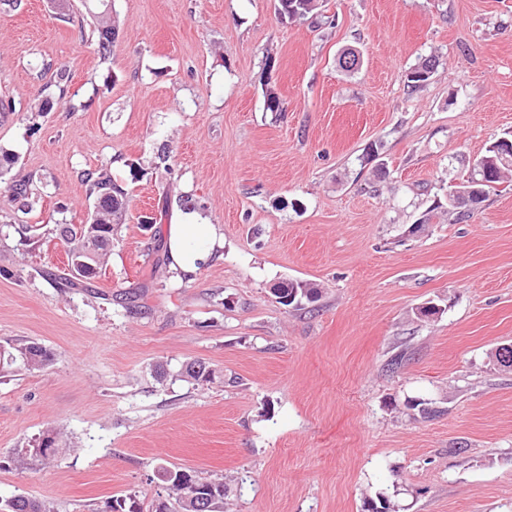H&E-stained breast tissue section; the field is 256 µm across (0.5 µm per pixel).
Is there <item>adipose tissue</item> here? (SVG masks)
Masks as SVG:
<instances>
[{
	"mask_svg": "<svg viewBox=\"0 0 512 512\" xmlns=\"http://www.w3.org/2000/svg\"><path fill=\"white\" fill-rule=\"evenodd\" d=\"M222 240L214 227L198 215L187 222L170 225L168 247L172 269L177 275H189L208 264L221 248Z\"/></svg>",
	"mask_w": 512,
	"mask_h": 512,
	"instance_id": "obj_1",
	"label": "adipose tissue"
}]
</instances>
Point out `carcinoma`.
Masks as SVG:
<instances>
[{"label":"carcinoma","instance_id":"cac0c4a2","mask_svg":"<svg viewBox=\"0 0 512 512\" xmlns=\"http://www.w3.org/2000/svg\"><path fill=\"white\" fill-rule=\"evenodd\" d=\"M318 0H279L281 17L289 19L303 18L316 9ZM97 32L98 52L104 58L110 56L118 31L116 25L99 26ZM69 75L62 70L56 71L52 78L44 85L43 91L47 100L62 99L67 93ZM512 171V152H508L497 159V168L492 173L491 185L485 187L490 192L493 186L502 182L503 177ZM84 182L89 186L90 194L96 199L95 210L100 212L103 224L99 225L96 250L94 257L88 259L89 266L73 276V279L86 283L98 275L97 266L101 257L112 247V225L110 222L121 223L127 209V192L112 179L105 170L88 171L84 174ZM59 238L66 244L78 246L86 239L83 226L62 224L59 228ZM297 291V296L291 302L283 303L285 307H297L306 299L310 302L318 298V289L310 282L297 281L290 286ZM31 355L37 358L35 369H43L53 361V354L40 343L31 340L8 342L5 353H0V373H8L26 368L23 356ZM214 372L203 361L194 360L184 364L180 370V377L190 382H203L210 380ZM158 478L167 485L168 496L171 501H161L155 504L154 512H199L195 507L196 500L203 499L208 504L206 512H219L220 504L224 502V484L212 480L199 478L188 471L176 470L167 466H159ZM0 512H55L53 505L45 502L31 500L24 496H15L6 501L5 508Z\"/></svg>","mask_w":512,"mask_h":512}]
</instances>
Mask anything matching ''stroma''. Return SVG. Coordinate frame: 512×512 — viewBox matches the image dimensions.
<instances>
[{"mask_svg":"<svg viewBox=\"0 0 512 512\" xmlns=\"http://www.w3.org/2000/svg\"><path fill=\"white\" fill-rule=\"evenodd\" d=\"M45 62L70 74L48 109ZM509 134L512 0H0V343L54 355L0 377V500L148 510L165 464L222 481L223 512H512V178L470 221L446 208ZM98 168L128 209L74 287L56 227ZM192 211L224 246L181 278L156 245ZM285 280L319 299L282 306ZM280 3L282 18L297 19L306 17L317 7L318 0H277Z\"/></svg>","mask_w":512,"mask_h":512,"instance_id":"35a3bbf8","label":"stroma"}]
</instances>
